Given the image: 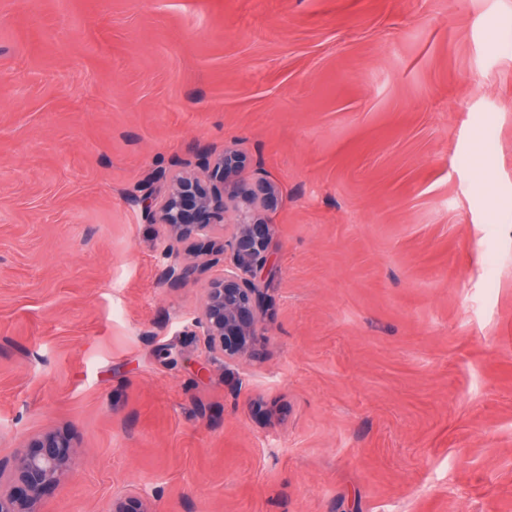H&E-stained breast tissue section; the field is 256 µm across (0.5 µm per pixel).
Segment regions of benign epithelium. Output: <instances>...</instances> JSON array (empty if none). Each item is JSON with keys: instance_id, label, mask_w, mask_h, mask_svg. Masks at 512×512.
Returning a JSON list of instances; mask_svg holds the SVG:
<instances>
[{"instance_id": "7a95c632", "label": "benign epithelium", "mask_w": 512, "mask_h": 512, "mask_svg": "<svg viewBox=\"0 0 512 512\" xmlns=\"http://www.w3.org/2000/svg\"><path fill=\"white\" fill-rule=\"evenodd\" d=\"M244 168V155L226 149L208 161L205 178L175 175L164 193H150L141 200L145 216L165 225L175 242L209 239L204 253L186 252L167 267L171 285L218 265L230 251V268L208 281L196 318L209 352L225 359L254 352L265 299L262 273L271 262L269 224L258 217L257 208H271L279 197L276 186L266 179L242 181ZM229 198L235 201L239 222L229 239L217 241L213 235L224 232V203ZM28 447L10 468L0 464V483L6 478L10 484L7 492L0 488V512H38L44 489L61 482L75 456L70 439L55 431L38 435Z\"/></svg>"}]
</instances>
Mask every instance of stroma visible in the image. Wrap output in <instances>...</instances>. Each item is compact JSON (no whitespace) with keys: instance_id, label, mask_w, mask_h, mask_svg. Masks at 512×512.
<instances>
[{"instance_id":"35a3bbf8","label":"stroma","mask_w":512,"mask_h":512,"mask_svg":"<svg viewBox=\"0 0 512 512\" xmlns=\"http://www.w3.org/2000/svg\"><path fill=\"white\" fill-rule=\"evenodd\" d=\"M227 148L222 361L141 197ZM50 430L41 512H512V0H0V463ZM245 157L224 149L205 166L201 179L190 174L172 176L164 193L147 194L142 200L145 216L155 224H165L176 243L208 238L204 253L185 252L166 270L173 286L181 285L196 272L206 271L223 261L230 251V269L211 278L196 327L205 336L209 352L233 359L254 352V339L265 294L262 273L271 262L269 224L258 217L257 208L273 207L279 197L276 186L266 179L244 182L240 174ZM233 199L239 222L229 239L224 238V203ZM220 232L222 240L212 235ZM206 256L205 259L200 256Z\"/></svg>"}]
</instances>
